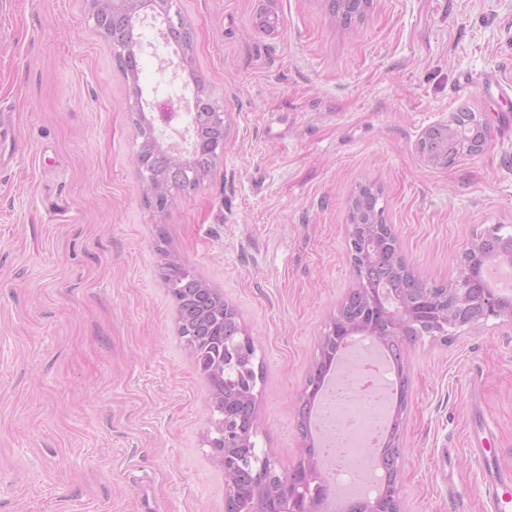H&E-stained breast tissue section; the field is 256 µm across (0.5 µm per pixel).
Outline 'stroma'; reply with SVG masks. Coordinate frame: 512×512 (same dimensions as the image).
<instances>
[{
  "label": "stroma",
  "mask_w": 512,
  "mask_h": 512,
  "mask_svg": "<svg viewBox=\"0 0 512 512\" xmlns=\"http://www.w3.org/2000/svg\"><path fill=\"white\" fill-rule=\"evenodd\" d=\"M190 67L223 108L212 172L147 208L131 85L86 0H0V512H224L208 386L177 335L162 251L232 304L264 380L256 450L302 459L298 398L357 285L358 187L382 192L409 266L449 283L473 235L512 232V0H374L357 30L322 0H177ZM165 48L158 100L191 97ZM492 130L448 167L416 146L459 109ZM403 512H481L467 451L486 427L512 467V321L409 347Z\"/></svg>",
  "instance_id": "35a3bbf8"
}]
</instances>
